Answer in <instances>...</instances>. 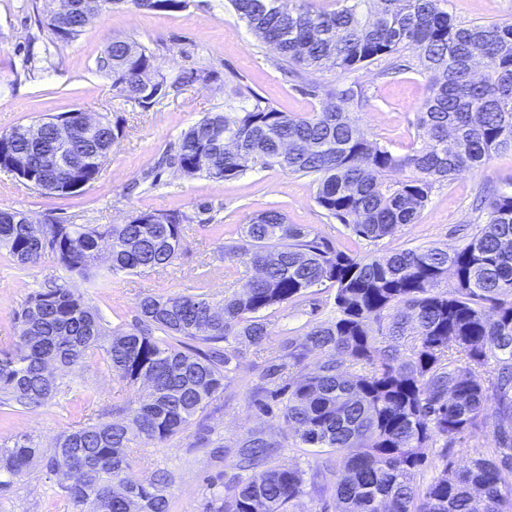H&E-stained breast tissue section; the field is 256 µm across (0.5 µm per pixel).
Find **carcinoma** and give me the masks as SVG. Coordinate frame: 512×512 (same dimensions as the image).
<instances>
[{
    "label": "carcinoma",
    "mask_w": 512,
    "mask_h": 512,
    "mask_svg": "<svg viewBox=\"0 0 512 512\" xmlns=\"http://www.w3.org/2000/svg\"><path fill=\"white\" fill-rule=\"evenodd\" d=\"M256 37L272 45L278 65L293 72L301 91L326 104L304 115L282 112L259 99L208 114L169 147L162 163L187 177L226 181L260 163L313 178L315 200L356 236L377 241L413 223L434 186L488 166L494 153L512 149V22L462 25L444 8L447 0H336L319 11L288 0H229ZM141 7L175 11L187 0H152ZM51 42H68L86 27L81 15L62 32L49 13L38 17ZM414 49L407 59L404 52ZM386 62L382 73L414 70L428 95L417 116L420 146L397 154L369 141L354 111L368 102L354 80L336 88L304 83L310 69L356 73ZM112 87L144 110L201 78L184 72L170 81L158 74L153 54L137 40L115 38L101 57ZM125 136L119 120L78 133L75 149L108 158ZM54 140L16 136L0 147L26 157L31 186L42 190L51 175L39 170ZM293 146L283 155L280 142ZM484 216L470 241L457 249L430 245L390 255L352 254L333 247L307 225L290 224L276 210L243 227L242 243L224 247L230 264L261 268L224 294L221 315L207 294L146 295L130 330L107 331L96 311L68 282L28 296L13 316L14 336L0 349V403L39 407L52 399L49 366L65 371L99 354L117 381L152 380L136 399L114 408L128 423H85L60 435L40 456L28 436L0 445V491L10 489L34 459L50 474L81 467L60 485L74 512H169L172 475L156 470L142 480L128 472L132 445L155 447L178 435L224 389L225 372L244 339L260 345L269 335L261 313L314 287L336 289V316L288 345L298 367L313 352L325 353L312 373L288 385L282 416L301 443L336 455L332 485L342 512H512V189L480 197ZM0 209V248L20 265L47 252L71 273L86 278L102 243L110 269L133 273L164 269L184 249L185 213L144 211L105 229L82 224H42L48 245L32 225L9 224ZM455 283L448 287V275ZM160 331L163 336L154 335ZM200 341L207 350L184 349ZM496 405L491 456L457 470L447 457L464 435L487 425ZM264 431L244 439L238 466L249 475L215 512H287L304 493L305 471L269 465L274 446ZM442 443L446 465L423 484L420 449Z\"/></svg>",
    "instance_id": "obj_1"
}]
</instances>
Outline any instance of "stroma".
<instances>
[{"label":"stroma","instance_id":"obj_1","mask_svg":"<svg viewBox=\"0 0 512 512\" xmlns=\"http://www.w3.org/2000/svg\"><path fill=\"white\" fill-rule=\"evenodd\" d=\"M48 2L0 0V133L80 110L123 119L126 136L113 147L97 180L70 195L40 193L0 169V208L23 211L41 224H124L145 210H178L191 218L184 226L186 248L166 269L115 275L103 260L91 279L75 278L78 292L105 329L132 328L139 317L137 302L147 294L205 293L213 304L222 305L225 289L253 276L254 270L242 264L225 267L218 259L220 249L239 243L242 226L260 212L279 210L289 223L313 227L350 253L387 255L430 244L458 248L478 229L472 203L480 189L512 183V151L499 153L487 170L467 171L437 184L414 223L370 242L317 205L311 178L276 167L258 164L226 181L186 178L164 168L155 180H146V172L182 131L207 113L227 111L241 97H258L288 113L316 112L322 102L294 87L276 65V50L238 20L228 0H188L178 11L144 10L125 0L88 24L74 41L53 45L33 15L34 6ZM446 8L462 24L512 22V0H448ZM116 37H131L148 47L155 68L168 78L190 68L202 70L204 78L141 109L125 101L113 89L111 74L98 68ZM379 71L372 65L357 74L369 97L357 113L359 123L370 141L404 154L416 141L426 81L414 72L385 78ZM65 275L52 255L21 266L0 249V338L11 335L13 314L30 294ZM334 298V289L312 288L287 305L265 311L267 340L258 347L237 343L223 392L166 444L138 449L131 477L141 480L155 469L171 470L170 512H208L211 503L232 495L240 475L239 445L254 429L264 430L277 446V462L314 476L330 453L300 443L282 418L285 400L277 392L284 382L267 379L265 373L284 356L288 339L333 317ZM56 383L55 396L36 410L0 406V443L26 435L49 450L74 425L112 421L116 405L139 395L135 387L116 384L98 360L58 374ZM59 482L41 462H34L27 475L0 492V512H72Z\"/></svg>","mask_w":512,"mask_h":512}]
</instances>
